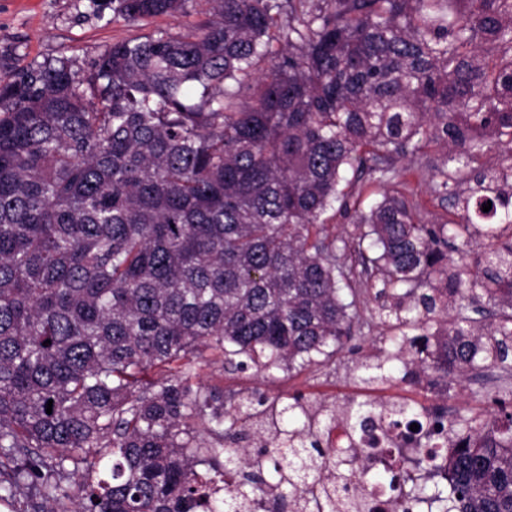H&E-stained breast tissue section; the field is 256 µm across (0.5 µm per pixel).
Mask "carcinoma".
<instances>
[{
	"mask_svg": "<svg viewBox=\"0 0 512 512\" xmlns=\"http://www.w3.org/2000/svg\"><path fill=\"white\" fill-rule=\"evenodd\" d=\"M189 34L106 45L91 70L49 57L0 83V502L14 512H346L372 481L401 512H512V387L448 420L429 483L322 444L442 408L379 399L230 409L197 382L325 366L360 323L357 249L381 283L370 318L399 331L361 363L433 388L512 374V0H112L132 24L187 14ZM440 146L426 223L396 163ZM383 188L357 209L343 172ZM491 209L483 211V205ZM437 328L431 329V323ZM414 330L410 335L407 330ZM51 344L44 345L45 341ZM52 413H46L48 401Z\"/></svg>",
	"mask_w": 512,
	"mask_h": 512,
	"instance_id": "carcinoma-1",
	"label": "carcinoma"
}]
</instances>
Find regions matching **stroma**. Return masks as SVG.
<instances>
[{
	"mask_svg": "<svg viewBox=\"0 0 512 512\" xmlns=\"http://www.w3.org/2000/svg\"><path fill=\"white\" fill-rule=\"evenodd\" d=\"M141 27L114 17L112 0H0V79H8L13 70L43 61L51 56H74L82 70H89L93 59L106 45L140 35ZM442 152L428 148L426 156L401 161L407 177L418 192L421 214L431 219L444 215L446 205L430 190L427 162ZM390 331L378 322L362 326L360 347L353 352L338 353L328 365L301 372L273 371L268 377L255 370L245 372L225 369L223 361L207 355L198 373L200 382L235 398L254 392L269 398L288 400L300 393L307 398H324L337 404L384 398L407 402L411 406L447 407L449 414L487 412L498 390L496 383L469 378L454 389H432L401 378L387 385H368L360 381L358 362L384 355L390 350ZM482 391V401H475V391Z\"/></svg>",
	"mask_w": 512,
	"mask_h": 512,
	"instance_id": "1",
	"label": "stroma"
}]
</instances>
